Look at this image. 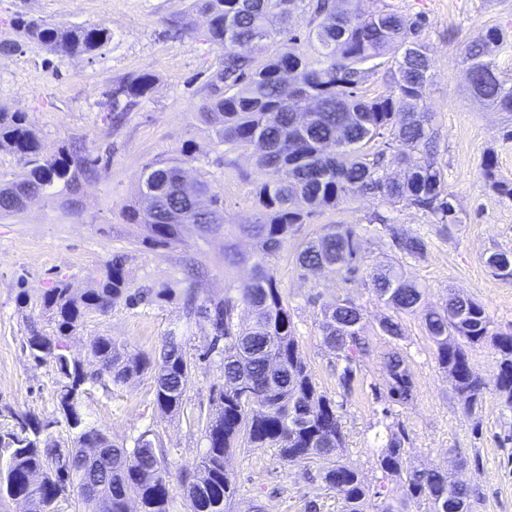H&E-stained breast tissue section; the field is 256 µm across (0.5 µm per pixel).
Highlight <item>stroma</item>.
I'll use <instances>...</instances> for the list:
<instances>
[{
  "label": "stroma",
  "instance_id": "1",
  "mask_svg": "<svg viewBox=\"0 0 512 512\" xmlns=\"http://www.w3.org/2000/svg\"><path fill=\"white\" fill-rule=\"evenodd\" d=\"M192 3L0 0V40L10 37V21L19 14L64 26L100 24L112 35L92 55L62 57L35 43L0 55V106L23 113L45 153L66 149L96 161L77 192L63 190L19 212L0 214V430L14 424L2 414L9 408L55 420L56 439L69 443L68 427L59 420L55 371L51 364L34 362L23 342L31 326L53 330L40 304L47 288L59 280L77 295L98 287L107 261L119 252L127 257V279L148 296L135 306L120 300L107 313H87L69 339L71 355L84 358L96 336H112L131 352L150 354L176 329L193 364L192 383L174 416L158 410L147 374L124 385L89 387L84 410L117 442L130 446L143 432L155 434L175 475L205 452L202 422L223 384L222 354L209 348L208 322L187 316L186 290L192 286L198 297H220L230 285L249 279L250 264L225 265L224 249L252 253L251 240L236 227L252 222L255 214L250 153L218 144L199 114L223 54L206 41L205 19L193 12ZM385 5L426 17L422 39L429 47L433 83L423 105L433 115L436 161L458 221L438 224L430 214L401 205L387 211L397 227L426 241L424 256L415 259L394 248L385 226L373 222L374 213L383 210L379 201L356 198L313 213L271 266L295 324L300 355L319 390L338 407L343 461L372 489L401 502L403 512H431L427 500L407 497L379 466L391 432L401 429L408 464L448 470L471 489V512H512V405L493 386L500 354L489 340L469 348L470 366L487 387L480 403L465 409L437 363L422 315L458 294L482 303L495 330L512 331V276L499 275L486 263L492 253L512 252V201L488 190L482 177L483 160L491 153L499 175L512 181V140L503 137L504 129L512 128V112L476 98L462 62L466 47L489 28L512 34V0L364 2L368 10ZM187 17L194 21L193 32L175 34L173 22ZM143 73L154 78L151 92L110 120L104 110L108 94ZM184 147L194 155L190 176L204 175L223 200L226 229L205 234L189 224L180 244L157 246L139 225L128 223L125 212L135 205L139 170ZM326 224L354 228L364 274L346 281L300 270L299 244ZM387 262L424 290L422 311L399 316L404 335L398 345L417 385L414 400L402 406L386 398L382 355L391 342L378 323L391 310L369 286V271ZM345 297L363 309L368 345L348 391L338 384L340 366L323 345L321 329L322 308ZM326 466L323 460L287 464L275 447L234 451L226 460L237 488L228 512H250L255 505L261 512H305L310 500L319 512H345L339 493L321 479Z\"/></svg>",
  "mask_w": 512,
  "mask_h": 512
}]
</instances>
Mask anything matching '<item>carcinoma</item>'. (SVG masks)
<instances>
[{
    "mask_svg": "<svg viewBox=\"0 0 512 512\" xmlns=\"http://www.w3.org/2000/svg\"><path fill=\"white\" fill-rule=\"evenodd\" d=\"M194 5L208 17L206 41L224 52L201 115L213 124L218 142L251 149L255 156V220L238 230L255 241L256 251L253 275L235 293L200 302L190 292L194 314L210 322L213 342H224V384L202 427L207 449L192 469L180 474L190 512H225L236 493L224 470L227 455L238 448L269 446L279 448L288 464L328 461L323 480L339 492L345 512H402L388 501L373 502L376 494L357 469L340 460L344 435L336 403L318 390L299 354L295 326L268 262L306 223L308 213L296 207L299 200L321 210L370 196L390 206L402 203L429 212L438 224L458 223L443 172L430 160L437 136L432 115L421 107L431 83L428 49L421 39L426 18L390 9L366 13L358 3L340 9L336 0H196ZM305 9L314 26L300 38L292 33L290 21ZM12 30L14 38L0 40L3 51L31 42L61 56L93 54L110 40L100 25L63 27L24 15L14 19ZM275 39L282 42V50L265 54L267 43ZM504 39L501 29H489L482 41L469 46L463 63L472 92L512 112V83L499 78L492 58ZM381 65L387 66L386 93L364 96L361 85ZM152 85V76L144 73L114 87L112 110L123 99L131 104L146 97ZM300 94L319 102L302 125L297 122L304 112ZM1 145L28 167L22 184L0 188L1 213L21 210L20 202L29 197H50L60 184L71 189L89 171L85 157L64 151L45 154L23 115L2 108ZM411 150L425 155L423 163L408 165ZM192 160L183 148L139 172L141 207L128 210V218L143 225L156 245L180 242L185 224H207L216 233L224 229V203L211 193L208 181L197 180L195 189L210 195L213 213L197 208L178 182ZM386 161L405 168L403 178L384 174ZM496 168L494 155H487L482 164L485 186L512 198V182L499 178ZM374 220L389 225L401 252L424 254L423 239L391 225L380 212ZM297 264L307 273L341 274L347 280L364 269L353 230L341 224H326L319 235L302 242ZM371 285L377 298L398 314L414 312L421 304V289L392 266L373 271ZM122 297L132 304L139 293L131 292L125 256L119 253L107 262L100 288L77 297L57 281L45 291L43 309L53 316L56 329L48 334L31 327L25 346L34 361L54 368L59 412L71 432V447H62L53 437V422L10 413L15 427L0 433V453L7 455L0 465V503L22 497L31 512H50L62 497L91 506V512H126L125 504L136 500L141 512H169L172 474L161 441L146 431L130 448L110 443L81 413V406L88 382L120 385L149 373L160 412H180L193 375L182 337L167 333L151 356L131 353L110 336L93 337L83 360L68 354L67 341L84 311L105 312ZM241 304L250 313L245 324L236 321ZM323 315L322 342L343 361L338 381L348 390L367 351L363 314L346 298L325 308ZM424 324L436 346V360L466 408H474L485 389V382L472 372L467 348L489 338L501 354L496 391L512 403V332H492L481 303L454 295L444 307L428 311ZM383 367L390 400L400 405L412 401L416 385L399 347L383 354ZM379 466L403 484L407 495L429 500L432 512H468L471 490L464 485L448 488V475L436 467L407 468L399 436H390Z\"/></svg>",
    "mask_w": 512,
    "mask_h": 512,
    "instance_id": "1",
    "label": "carcinoma"
}]
</instances>
